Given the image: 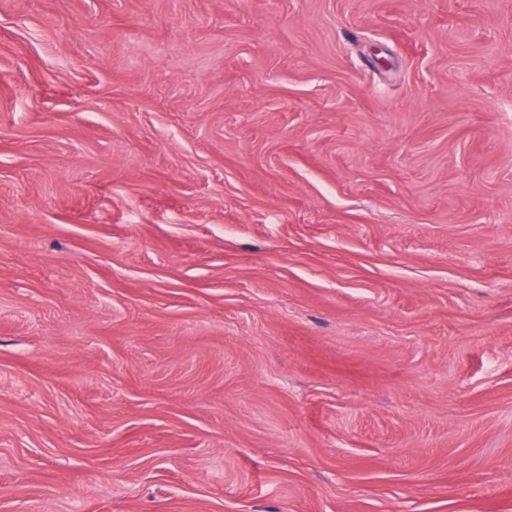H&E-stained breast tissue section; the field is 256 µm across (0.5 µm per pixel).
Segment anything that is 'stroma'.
<instances>
[{
	"label": "stroma",
	"instance_id": "1",
	"mask_svg": "<svg viewBox=\"0 0 512 512\" xmlns=\"http://www.w3.org/2000/svg\"><path fill=\"white\" fill-rule=\"evenodd\" d=\"M0 512H512V0H0Z\"/></svg>",
	"mask_w": 512,
	"mask_h": 512
}]
</instances>
